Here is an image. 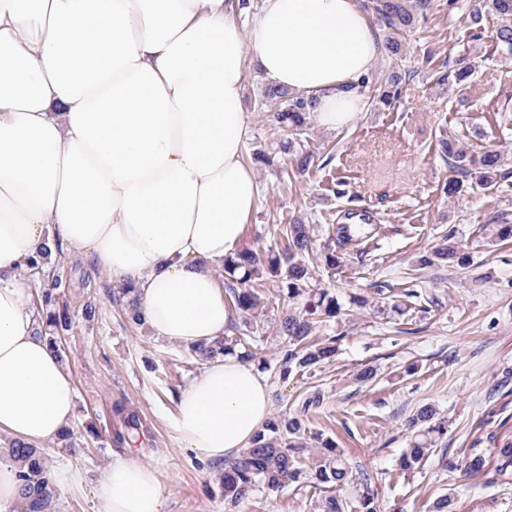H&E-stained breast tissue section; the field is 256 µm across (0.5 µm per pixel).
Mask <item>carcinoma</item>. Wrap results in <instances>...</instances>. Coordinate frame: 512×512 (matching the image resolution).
I'll return each instance as SVG.
<instances>
[{
  "label": "carcinoma",
  "instance_id": "cac0c4a2",
  "mask_svg": "<svg viewBox=\"0 0 512 512\" xmlns=\"http://www.w3.org/2000/svg\"><path fill=\"white\" fill-rule=\"evenodd\" d=\"M361 8L375 16L380 34V56L385 66L361 81L359 93L366 104L378 112L398 108L402 84L410 79L411 72L400 67L407 58L410 36L422 28L432 8V0H362ZM492 13L502 18L493 34L490 53H498L504 59L512 58V0H482V5L469 10L470 22L466 39L474 42L483 39L484 14ZM428 61L434 68L437 84L448 88L468 85L479 67V62L469 55H462L453 63H437L434 57ZM261 104L273 112L275 122L288 137L280 142L279 151L270 154L255 150L245 157L255 165L277 171L280 182L305 175L314 167L309 150L308 133L312 127L316 101L304 93H291L269 82L259 88ZM440 157L449 162L453 176L442 184V193L454 197L475 188L486 192L497 190L512 177L502 169L498 151L475 153L459 138L441 135L438 139ZM371 224L336 225L337 246L327 244L321 253V261L334 269L341 265V253L337 248L372 236ZM280 244L275 250H236L224 258V300L229 312L235 314L230 334L215 342L207 350L199 352L200 361L219 355L232 354L248 362H257L260 369L267 368L265 359L258 356L259 346L254 333L260 311L264 307V293L273 289L276 298L286 310L279 316L276 331L288 343L279 364L278 376L282 381L293 375L312 373L336 358V337L322 340L314 337L321 323L341 313L336 295L322 287L314 278L312 266L314 240L311 226L302 218L295 217L283 225ZM44 250L31 261L28 270L37 284L36 308L46 311L42 334L59 357H64V336L73 325V318L63 294L67 288L61 266L52 263V252ZM444 261L464 267L468 255L463 252L452 234L433 251L423 256L420 265L428 267ZM422 289L403 288L392 297L391 309L399 314L406 302L420 301ZM114 302L123 306L129 324L143 325L135 290L123 286ZM317 393L305 398L294 408H287L271 416L263 428L253 437L248 447L219 470V485L224 505L235 508L263 493H278L288 484L310 486L321 494L312 504V512H378L374 495L367 491L371 474L365 470H352L345 453L336 442L320 438L319 450L313 452L303 438L305 420L311 410L321 406ZM115 439L124 442L143 428L139 413L133 406L117 401L112 406ZM415 429L409 447L399 457L404 471L423 466L433 451V446L446 433V425L436 419V408L427 404L420 408L411 420ZM494 445L493 455L486 456L482 449L471 448L460 464L466 474L482 475L493 470L497 479L509 482L512 476V432L506 430L490 435ZM10 457L19 465L18 477L27 508L25 512H55L58 479L54 469L39 448L20 441L8 449ZM359 480L365 491L353 498L340 495L345 487Z\"/></svg>",
  "mask_w": 512,
  "mask_h": 512
}]
</instances>
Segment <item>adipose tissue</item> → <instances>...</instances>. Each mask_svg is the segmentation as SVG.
<instances>
[{
	"mask_svg": "<svg viewBox=\"0 0 512 512\" xmlns=\"http://www.w3.org/2000/svg\"><path fill=\"white\" fill-rule=\"evenodd\" d=\"M0 0V434L39 447L74 416L63 361L40 335L26 266L53 240L132 285L155 338L224 337L221 271L257 209L244 85L257 70L316 100L343 130L363 109L379 35L358 0ZM270 415L253 364L205 360L181 393L178 440L203 463L250 443ZM105 512H162L154 467L119 457Z\"/></svg>",
	"mask_w": 512,
	"mask_h": 512,
	"instance_id": "adipose-tissue-1",
	"label": "adipose tissue"
}]
</instances>
